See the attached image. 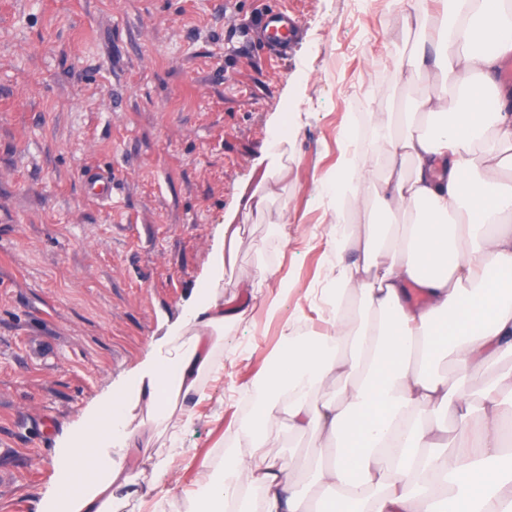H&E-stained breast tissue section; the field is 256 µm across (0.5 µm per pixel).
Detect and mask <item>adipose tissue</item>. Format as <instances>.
Instances as JSON below:
<instances>
[{
    "label": "adipose tissue",
    "instance_id": "adipose-tissue-1",
    "mask_svg": "<svg viewBox=\"0 0 512 512\" xmlns=\"http://www.w3.org/2000/svg\"><path fill=\"white\" fill-rule=\"evenodd\" d=\"M512 52V0H441L422 16L400 73L436 87L408 112H370L375 146L347 141L319 189L334 222L315 299L322 331L283 333L236 446L203 458L195 489L162 479L185 456L183 428L224 372L226 323L261 301L278 320L287 288L224 300L243 225L227 224L216 267L132 387L97 401L54 465L63 512H500L512 475L497 463L512 431V368L481 394L476 368L512 358V90L496 81ZM384 169L376 177V169ZM452 358L456 370L438 368ZM456 432H449V420ZM312 436L305 472L269 451ZM153 493L137 463L153 439Z\"/></svg>",
    "mask_w": 512,
    "mask_h": 512
}]
</instances>
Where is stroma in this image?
<instances>
[{"label": "stroma", "instance_id": "35a3bbf8", "mask_svg": "<svg viewBox=\"0 0 512 512\" xmlns=\"http://www.w3.org/2000/svg\"><path fill=\"white\" fill-rule=\"evenodd\" d=\"M294 11L287 61L247 36L264 8ZM434 0H0V512H36L68 428L128 385L193 304L222 229L245 224L224 298L288 283L281 320L254 308L224 328V406L203 403L186 461L224 446L284 320L321 328L313 299L352 100L406 54L415 8ZM433 78L390 70L371 110L416 101ZM293 165L259 216L245 206L275 147ZM112 177L93 199L85 178ZM288 237H281L282 219Z\"/></svg>", "mask_w": 512, "mask_h": 512}]
</instances>
